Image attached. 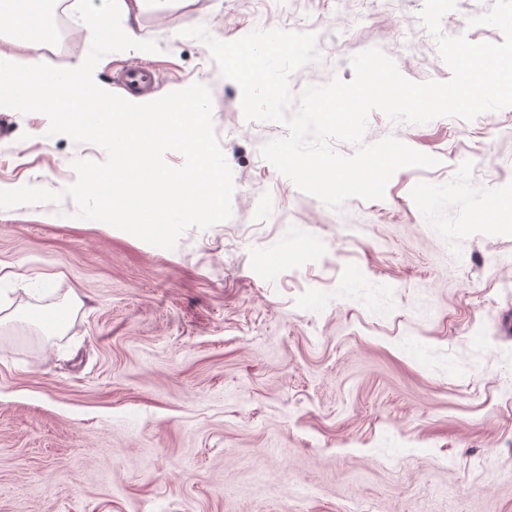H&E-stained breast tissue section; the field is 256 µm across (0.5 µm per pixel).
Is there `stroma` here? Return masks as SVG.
<instances>
[{
	"label": "stroma",
	"instance_id": "1",
	"mask_svg": "<svg viewBox=\"0 0 512 512\" xmlns=\"http://www.w3.org/2000/svg\"><path fill=\"white\" fill-rule=\"evenodd\" d=\"M494 0H456L442 32ZM424 0H171L131 61L155 97L206 85L233 173L232 215L175 249L95 220L71 198L0 209V512H512V107L423 125L372 111L364 140L436 157L380 200L341 210L261 154L283 125L246 120L208 47L254 29L313 32L293 94L352 80L379 48L410 81L452 73ZM0 110V188L60 191L102 148ZM429 183L435 197L415 205Z\"/></svg>",
	"mask_w": 512,
	"mask_h": 512
}]
</instances>
